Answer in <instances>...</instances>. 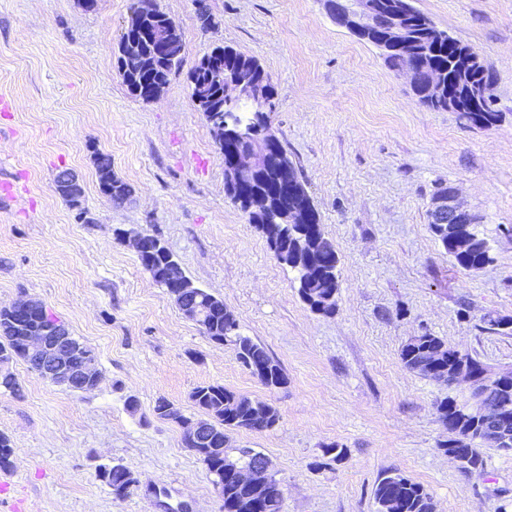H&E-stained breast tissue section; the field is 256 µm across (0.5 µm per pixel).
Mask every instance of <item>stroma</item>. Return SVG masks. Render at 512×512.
I'll use <instances>...</instances> for the list:
<instances>
[{
	"mask_svg": "<svg viewBox=\"0 0 512 512\" xmlns=\"http://www.w3.org/2000/svg\"><path fill=\"white\" fill-rule=\"evenodd\" d=\"M180 28L183 64L162 96L134 98L117 46L132 0H0V308L42 302L95 354L100 383L77 393L10 369L0 433L11 440L7 506L21 512H224L213 477L158 399L200 417L191 393L220 383L276 409L263 432L240 430L283 485L282 512H375L373 489L398 472L435 512H512V454L483 448L484 477L442 448L437 400L469 396L406 370L400 350L428 332L490 369H512V0H414L495 75L498 121L472 126L413 97L409 78L336 26L322 0H156ZM210 24H202L199 4ZM255 57L277 96L272 129L338 252L334 314L315 313L293 273L225 194L224 159L187 75L218 46ZM134 194L116 205L98 186L95 152ZM71 170L83 207L56 193ZM454 186L481 220L493 261L467 271L429 230L438 187ZM159 238L197 286L222 299L241 335L263 345L287 382L263 386L182 315L123 236ZM137 410H129L127 399ZM338 444L344 456L327 461ZM121 463L136 478L118 497L98 477Z\"/></svg>",
	"mask_w": 512,
	"mask_h": 512,
	"instance_id": "1",
	"label": "stroma"
}]
</instances>
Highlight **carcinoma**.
I'll use <instances>...</instances> for the list:
<instances>
[{"mask_svg":"<svg viewBox=\"0 0 512 512\" xmlns=\"http://www.w3.org/2000/svg\"><path fill=\"white\" fill-rule=\"evenodd\" d=\"M371 3L380 17V22L373 27V37L368 40V44L382 50L381 58L385 66L397 73L406 74L408 69H414L418 63L423 62L439 75V83L435 85H411L413 95L422 105L433 111H446L448 100L460 101L477 93L481 100L480 111L466 113L469 123L488 128L497 122L499 112L494 108V74L487 72V61L477 51L439 28L412 4L407 6L402 0H371ZM392 10L405 13L408 36L399 49L388 52L383 49V43L388 36V16ZM131 13L142 17V30L137 32L136 41L141 50L148 51L152 31L170 22L171 17L160 10L156 0H134ZM221 51L224 57L220 58L212 51L204 55L190 71L196 80L207 82L209 98L200 99L194 92L191 97L207 122H212V108L224 102V83L217 80L213 63L220 61L226 77L240 67L246 68L255 78L265 83L269 107L264 112V117L257 120L242 112H233L231 116L236 123L249 126L254 138L263 139L272 134L271 113L276 110L275 87L256 58L230 46L222 47ZM182 52L183 43L180 42L168 53L155 59L150 70L135 78L128 77L122 71L119 75L126 86L135 85L139 88L135 98L145 103L154 102L169 84L171 75L182 65ZM95 165L102 195L116 205H121L132 197L133 188L112 172V157L109 154L97 153ZM248 181L308 214L307 223L300 225L267 224L254 219L250 223L257 225L265 234L268 244L274 243L280 249L292 244L297 233L305 235L308 261L300 265L290 253L280 257L279 262L295 272L299 296L312 311L323 315L334 313L340 288L339 255L334 243L322 231L320 215L308 194L304 180L296 172L294 183L285 186L279 181L276 166L273 165L266 171L249 177ZM479 224L480 221L472 219L466 224H431L429 229L456 264L471 271L480 270L492 261L488 241L480 232ZM172 259L174 256L169 251L154 249L145 252L140 257V263L146 272L152 274L154 282L166 288L168 283L162 276V270ZM198 293L205 311L204 319L199 322L202 333L215 343H234L237 359L265 387L278 388L286 384L287 379L282 368L269 356L265 347L239 333V322L235 314L224 306V302L202 288L198 289ZM59 323L60 320L44 306L33 311L28 318V328L31 330ZM0 330L4 335V340H0V364L20 359L30 370H35L18 340L25 332L15 325L13 311L0 309ZM72 343V361L77 366L92 364V377L99 379L100 372L95 366L96 357L92 350L77 338L72 339ZM400 359L407 370L447 385L451 384L450 374L456 369L464 367L472 372L484 367L480 360L431 333H424L405 344L401 349ZM494 397L501 412L512 417V383L497 388ZM191 399L198 409L211 417L218 432L224 434V512H281L283 494L274 474L266 470L261 472L266 493L255 504L252 490L241 484L234 473L236 467L251 464L253 458L261 455V452L253 448L230 446V434L234 431L245 429L262 432L272 427L278 418L276 410L262 401L252 400L218 383L194 388ZM436 410L438 419L444 426L460 430L458 449L469 458L475 476H484L486 461L480 448L488 446L489 441L481 429V424L468 414V402H459L447 396L437 403ZM99 478L117 496L124 495L136 482L132 471L122 464L102 467ZM374 501L376 512H433L434 509L432 498L422 484L395 472L387 473L379 479L374 489Z\"/></svg>","mask_w":512,"mask_h":512,"instance_id":"cac0c4a2","label":"carcinoma"}]
</instances>
